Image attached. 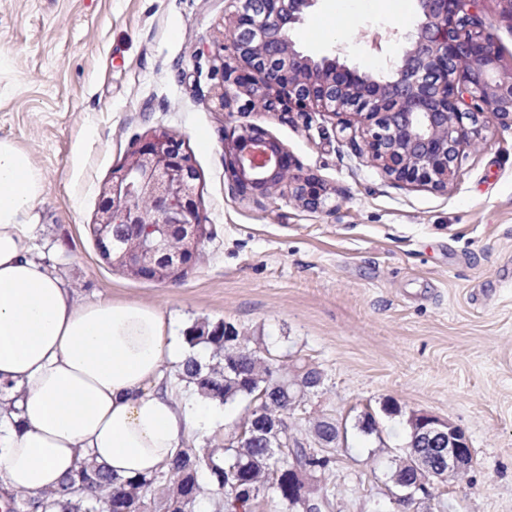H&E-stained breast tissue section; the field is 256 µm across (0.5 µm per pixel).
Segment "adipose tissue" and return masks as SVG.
I'll return each mask as SVG.
<instances>
[{"instance_id": "adipose-tissue-1", "label": "adipose tissue", "mask_w": 512, "mask_h": 512, "mask_svg": "<svg viewBox=\"0 0 512 512\" xmlns=\"http://www.w3.org/2000/svg\"><path fill=\"white\" fill-rule=\"evenodd\" d=\"M42 193L28 155L0 139V485L33 496L88 463L153 474L215 407L167 382L193 351L159 305L78 301L34 254Z\"/></svg>"}]
</instances>
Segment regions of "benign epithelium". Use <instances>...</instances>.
I'll list each match as a JSON object with an SVG mask.
<instances>
[{
	"mask_svg": "<svg viewBox=\"0 0 512 512\" xmlns=\"http://www.w3.org/2000/svg\"><path fill=\"white\" fill-rule=\"evenodd\" d=\"M228 2L235 10L221 49L235 65L216 70L224 110L244 94L268 112L340 117V131H351L360 159L395 183L434 189L448 187L465 149L481 144L486 124L512 129V73L501 69L481 0H417L416 28L387 32L384 40L402 51L379 78L337 55L314 60L295 49L290 32L319 0ZM224 154L233 194L258 201L286 187L306 209L327 208L323 185L299 173L284 144L259 126L232 138ZM197 180L181 141L163 129L141 138L100 189L93 231L101 257L136 279L179 280L206 231ZM120 231L126 243L117 248L112 234ZM412 443L436 449L445 462L438 472L421 459L428 481H445L473 459L465 433L429 414L420 415Z\"/></svg>",
	"mask_w": 512,
	"mask_h": 512,
	"instance_id": "benign-epithelium-1",
	"label": "benign epithelium"
}]
</instances>
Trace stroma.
I'll use <instances>...</instances> for the list:
<instances>
[{"mask_svg": "<svg viewBox=\"0 0 512 512\" xmlns=\"http://www.w3.org/2000/svg\"><path fill=\"white\" fill-rule=\"evenodd\" d=\"M417 22L415 0H319L291 38L316 60L343 47L342 62L374 76L395 48L373 38ZM230 23L226 0H0V139L45 186L38 256L80 299L155 303L181 334L230 321L322 369L306 408L347 427L333 512H394L391 460L419 413L462 428L473 450L465 479L442 487L447 512H512V130H484L447 190L398 185L332 118L221 110ZM253 124L322 181L330 211L280 189L258 204L229 191L224 138ZM158 128L193 156L207 226L199 261L172 283L112 269L93 234L101 186ZM367 413L379 435L356 429Z\"/></svg>", "mask_w": 512, "mask_h": 512, "instance_id": "1", "label": "stroma"}]
</instances>
